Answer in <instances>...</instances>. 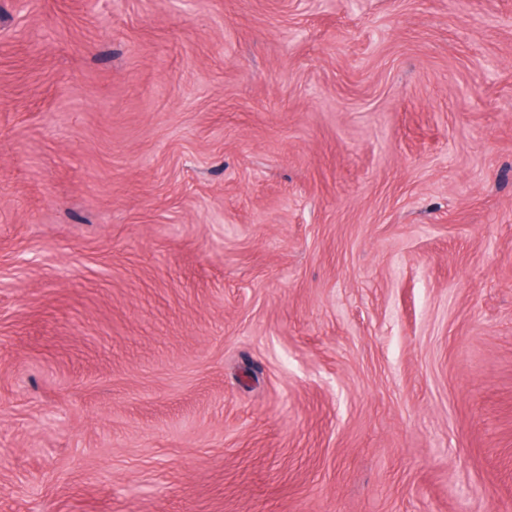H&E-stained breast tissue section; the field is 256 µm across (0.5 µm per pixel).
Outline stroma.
<instances>
[{
    "instance_id": "1",
    "label": "stroma",
    "mask_w": 512,
    "mask_h": 512,
    "mask_svg": "<svg viewBox=\"0 0 512 512\" xmlns=\"http://www.w3.org/2000/svg\"><path fill=\"white\" fill-rule=\"evenodd\" d=\"M0 512H512V0H0Z\"/></svg>"
}]
</instances>
